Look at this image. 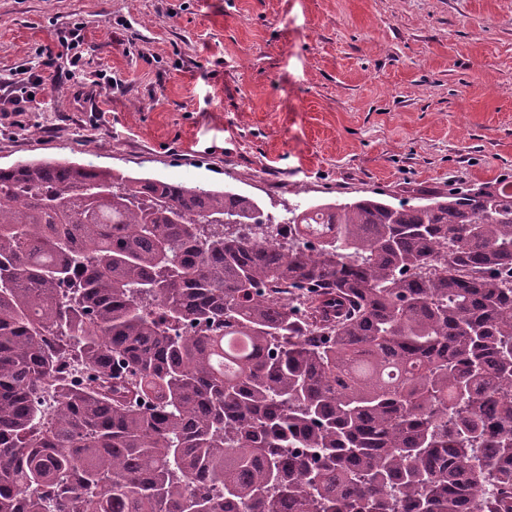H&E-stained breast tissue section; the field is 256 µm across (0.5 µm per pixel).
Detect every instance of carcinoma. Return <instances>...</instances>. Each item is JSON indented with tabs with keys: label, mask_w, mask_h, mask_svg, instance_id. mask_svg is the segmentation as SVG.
<instances>
[{
	"label": "carcinoma",
	"mask_w": 512,
	"mask_h": 512,
	"mask_svg": "<svg viewBox=\"0 0 512 512\" xmlns=\"http://www.w3.org/2000/svg\"><path fill=\"white\" fill-rule=\"evenodd\" d=\"M288 214L0 168V512H512V181Z\"/></svg>",
	"instance_id": "1"
}]
</instances>
